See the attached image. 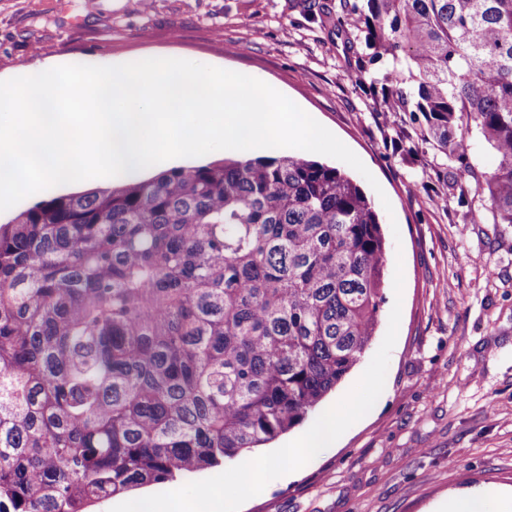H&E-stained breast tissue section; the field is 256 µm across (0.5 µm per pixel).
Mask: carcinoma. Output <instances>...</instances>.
I'll return each mask as SVG.
<instances>
[{"label": "carcinoma", "mask_w": 512, "mask_h": 512, "mask_svg": "<svg viewBox=\"0 0 512 512\" xmlns=\"http://www.w3.org/2000/svg\"><path fill=\"white\" fill-rule=\"evenodd\" d=\"M339 7L358 72L470 174L481 134L512 224V0ZM385 265L360 186L299 155L45 190L0 224V512H91L301 424L369 346ZM469 142L470 151L466 161L475 166V171L478 174L491 171L495 163L493 151L477 130L473 129L469 133Z\"/></svg>", "instance_id": "cac0c4a2"}]
</instances>
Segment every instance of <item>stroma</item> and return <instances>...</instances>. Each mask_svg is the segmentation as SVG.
<instances>
[{
    "mask_svg": "<svg viewBox=\"0 0 512 512\" xmlns=\"http://www.w3.org/2000/svg\"><path fill=\"white\" fill-rule=\"evenodd\" d=\"M332 12L301 0H0V80L68 64L111 66L176 54L280 88L366 166L350 175L382 222L387 262L379 324L365 357L318 406L357 383L393 306L401 320L384 389L331 448L271 481L241 512H430L472 486L512 492V225L460 190V162L346 75L363 56ZM403 290L395 292L394 276Z\"/></svg>",
    "mask_w": 512,
    "mask_h": 512,
    "instance_id": "stroma-1",
    "label": "stroma"
}]
</instances>
